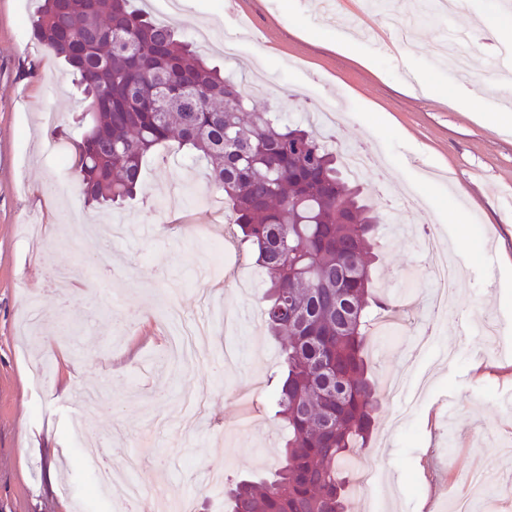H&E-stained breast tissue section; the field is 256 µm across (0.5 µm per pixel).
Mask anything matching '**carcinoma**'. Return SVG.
<instances>
[{
  "mask_svg": "<svg viewBox=\"0 0 512 512\" xmlns=\"http://www.w3.org/2000/svg\"><path fill=\"white\" fill-rule=\"evenodd\" d=\"M31 37L76 75L89 122L70 170L87 203L137 196L145 159L170 142L206 163L240 243L266 275L263 321L283 336L275 390L284 431L269 476L227 486L224 512H349L347 458L374 431L369 330L380 218L313 129L259 108L130 0H41Z\"/></svg>",
  "mask_w": 512,
  "mask_h": 512,
  "instance_id": "cac0c4a2",
  "label": "carcinoma"
}]
</instances>
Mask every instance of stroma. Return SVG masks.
<instances>
[{
	"label": "stroma",
	"mask_w": 512,
	"mask_h": 512,
	"mask_svg": "<svg viewBox=\"0 0 512 512\" xmlns=\"http://www.w3.org/2000/svg\"><path fill=\"white\" fill-rule=\"evenodd\" d=\"M503 0H457L448 24L473 37L475 81L448 69L436 25L417 22L416 0H400L414 31L404 52L381 50L389 32L370 33L362 0H181L172 21L186 40L210 29L201 51L221 67L267 79L263 103L291 123H317L322 107L345 119L326 127L333 151L366 144L376 169L358 174L381 218L377 277L400 312L403 332L377 336L369 353L378 381L413 356L430 387L397 420L382 403L369 442L386 481L352 512H448L467 474L482 467L494 512H512V307L500 286L512 277V132L477 122L508 108L512 95L488 77L494 54L512 55ZM39 0H0V512H116L121 486L102 491L83 465L92 448L112 450L113 470L131 473L139 512H158L160 481L191 512H224V482L274 466L279 423L273 373L281 339L265 334L258 299L265 276L237 238L199 280L218 221L199 191L203 167L169 145L144 163L135 200L106 213L85 203L69 159L45 142L76 129L80 94L64 62L42 56L30 37ZM245 30L240 62L224 55L225 35ZM350 37L354 55L336 52ZM373 58L363 67L359 56ZM465 95L468 109L449 94ZM437 232L467 276L444 322L425 306L419 242ZM181 279L188 321L235 310L232 332L215 325L206 356L189 367L170 354L174 328L163 317L166 283ZM434 327L432 348L410 340ZM261 373L262 428L226 438L240 419L232 393Z\"/></svg>",
	"instance_id": "stroma-1"
}]
</instances>
